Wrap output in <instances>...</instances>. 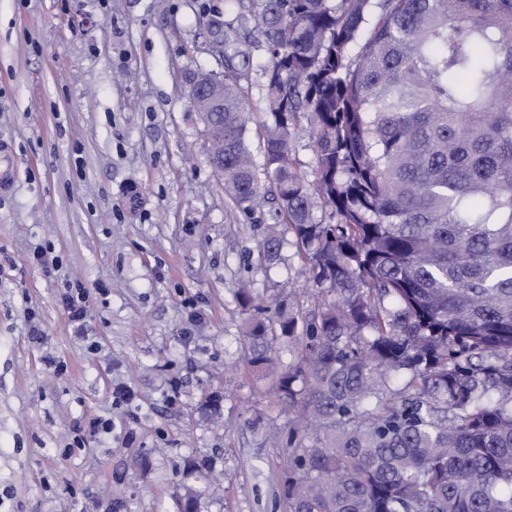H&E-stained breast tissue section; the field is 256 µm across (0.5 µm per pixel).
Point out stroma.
Returning a JSON list of instances; mask_svg holds the SVG:
<instances>
[{
    "label": "stroma",
    "mask_w": 512,
    "mask_h": 512,
    "mask_svg": "<svg viewBox=\"0 0 512 512\" xmlns=\"http://www.w3.org/2000/svg\"><path fill=\"white\" fill-rule=\"evenodd\" d=\"M229 20L224 0H0V512H180L188 487L200 512H286L288 415L244 367L236 292L305 283L295 248L260 262L268 212L225 194L186 92L223 72ZM237 37L258 157L265 55L251 24ZM88 291L80 282L71 285L70 291L65 294L64 302L69 310L71 321L76 325L77 330H82L86 317V303Z\"/></svg>",
    "instance_id": "stroma-1"
}]
</instances>
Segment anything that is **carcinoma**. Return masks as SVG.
Returning <instances> with one entry per match:
<instances>
[{"instance_id": "carcinoma-1", "label": "carcinoma", "mask_w": 512, "mask_h": 512, "mask_svg": "<svg viewBox=\"0 0 512 512\" xmlns=\"http://www.w3.org/2000/svg\"><path fill=\"white\" fill-rule=\"evenodd\" d=\"M248 13L267 55L263 160L228 33L208 140L239 212L275 204L261 259L292 243L328 296L306 313L295 293L237 294L246 364L289 415L288 512H512V0Z\"/></svg>"}]
</instances>
